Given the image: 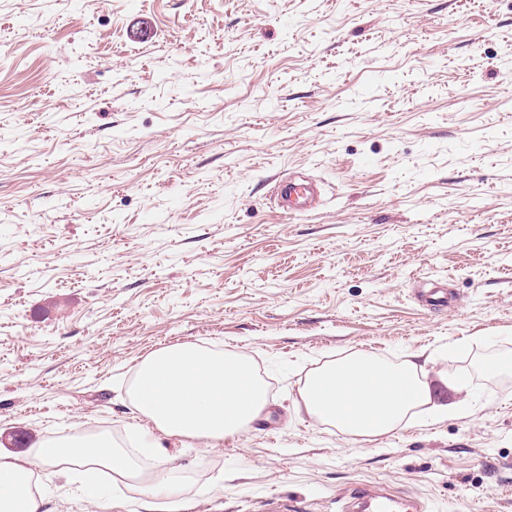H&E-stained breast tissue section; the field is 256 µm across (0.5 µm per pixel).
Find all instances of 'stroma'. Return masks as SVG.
I'll return each instance as SVG.
<instances>
[{"instance_id": "35a3bbf8", "label": "stroma", "mask_w": 512, "mask_h": 512, "mask_svg": "<svg viewBox=\"0 0 512 512\" xmlns=\"http://www.w3.org/2000/svg\"><path fill=\"white\" fill-rule=\"evenodd\" d=\"M147 19L151 40L132 41ZM285 179L317 191L283 213ZM444 284L453 307L420 295ZM251 357L261 419L146 468L185 512L386 488L512 512V0H0V450L77 430L130 452L153 351ZM436 349L465 415L365 439L298 412L306 376ZM36 469L42 512H143Z\"/></svg>"}]
</instances>
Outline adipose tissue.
<instances>
[{"mask_svg": "<svg viewBox=\"0 0 512 512\" xmlns=\"http://www.w3.org/2000/svg\"><path fill=\"white\" fill-rule=\"evenodd\" d=\"M134 395L139 412L168 437L197 438L215 444L257 419L267 405L266 389L243 356L183 344L148 355L136 371ZM429 405L439 420L447 405L432 401V389L418 354L401 364L365 353L333 362L300 389L297 408L319 422L362 437H380L406 424L412 411ZM141 455L157 443L142 439ZM141 455L102 436L81 435L36 448L34 458L47 468L65 470L99 498L97 477L107 470L113 479L138 491L146 512H181L180 486L160 473L144 472ZM26 461L0 454V512H39L31 492Z\"/></svg>", "mask_w": 512, "mask_h": 512, "instance_id": "ef3b65f1", "label": "adipose tissue"}]
</instances>
